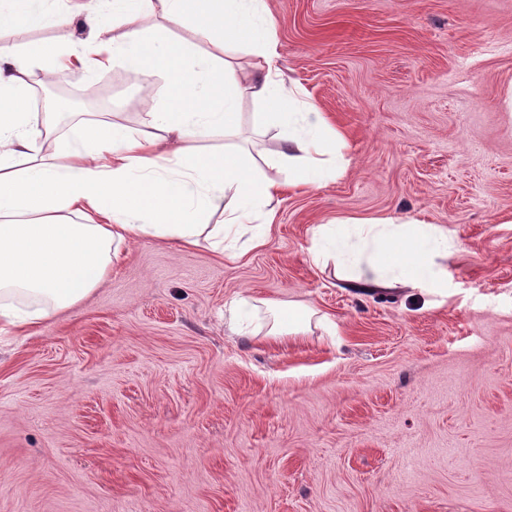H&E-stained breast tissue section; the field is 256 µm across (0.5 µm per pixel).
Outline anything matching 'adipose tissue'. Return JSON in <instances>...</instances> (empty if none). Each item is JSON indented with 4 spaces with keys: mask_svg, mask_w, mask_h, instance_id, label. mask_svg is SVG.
<instances>
[{
    "mask_svg": "<svg viewBox=\"0 0 512 512\" xmlns=\"http://www.w3.org/2000/svg\"><path fill=\"white\" fill-rule=\"evenodd\" d=\"M119 19L112 56L144 75H164L166 104L140 135L115 120L81 121L57 132L30 103V76L54 73L71 47L21 43L16 34L63 25L70 11L49 0H0V331L73 308L107 276L115 246L142 236L171 237L184 246L246 238L232 258L263 247L274 219L271 203L287 188H321L345 170L344 136L300 88L284 83L280 45L263 0H103ZM153 28H143L145 18ZM183 27L191 38L175 35ZM210 42L200 53L196 42ZM264 104L279 141L269 176L232 139L243 96ZM221 136L223 150L204 152L200 139ZM53 149H46V142ZM224 221L212 223L216 211ZM448 234L419 219H346L314 231L313 263L333 267L358 295L420 286L447 291L437 257ZM271 338L310 329L313 310L271 302Z\"/></svg>",
    "mask_w": 512,
    "mask_h": 512,
    "instance_id": "1",
    "label": "adipose tissue"
}]
</instances>
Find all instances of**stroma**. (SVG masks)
<instances>
[{"label":"stroma","mask_w":512,"mask_h":512,"mask_svg":"<svg viewBox=\"0 0 512 512\" xmlns=\"http://www.w3.org/2000/svg\"><path fill=\"white\" fill-rule=\"evenodd\" d=\"M277 68L349 165L274 202L263 248L144 237L29 335L0 334V512H512V0H264ZM25 40L108 43L84 18ZM96 120L148 132L166 81L59 67ZM243 99L251 148L274 128ZM447 230L448 294L355 295L311 262L340 218ZM325 313L233 334V298ZM266 307L271 315L267 336L278 339L281 336L304 335L310 330L315 314L310 308L291 302H268Z\"/></svg>","instance_id":"1"}]
</instances>
